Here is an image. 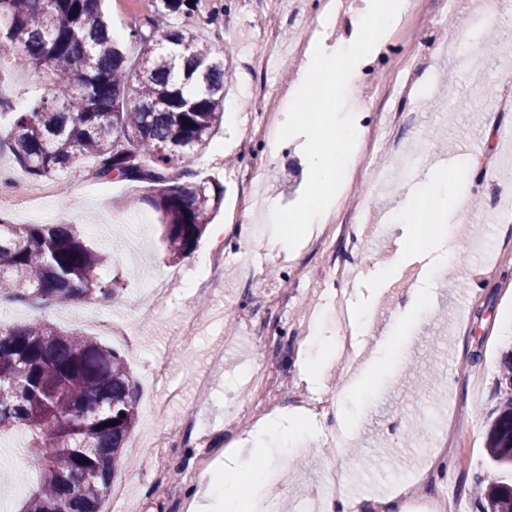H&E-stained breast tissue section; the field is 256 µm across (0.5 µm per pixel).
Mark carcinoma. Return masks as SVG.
Listing matches in <instances>:
<instances>
[{
	"instance_id": "obj_1",
	"label": "carcinoma",
	"mask_w": 512,
	"mask_h": 512,
	"mask_svg": "<svg viewBox=\"0 0 512 512\" xmlns=\"http://www.w3.org/2000/svg\"><path fill=\"white\" fill-rule=\"evenodd\" d=\"M103 0H0V59L49 73V84L8 113L0 143L33 180L89 158L103 180L144 183L169 257L197 248L224 186L177 161L206 148L224 119V58L198 31L167 22L198 0H162L118 44ZM106 254L73 224L0 220V298L57 305L118 297L102 280ZM505 395L486 440L484 512H512V351ZM137 417L124 357L51 324L0 328V437L22 430L41 463L18 512H102ZM115 425H110V422Z\"/></svg>"
}]
</instances>
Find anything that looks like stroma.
Masks as SVG:
<instances>
[{
    "instance_id": "1",
    "label": "stroma",
    "mask_w": 512,
    "mask_h": 512,
    "mask_svg": "<svg viewBox=\"0 0 512 512\" xmlns=\"http://www.w3.org/2000/svg\"><path fill=\"white\" fill-rule=\"evenodd\" d=\"M444 0H422L417 12L407 13L384 52L367 65L381 74L401 69L411 60H423L432 89L416 94L409 111L411 127L400 128L401 146L424 139L428 161L412 170L395 165L383 141H376L369 164L386 178L385 185L368 195L365 180H353L344 190L351 198L370 200V220L358 227L356 246L345 237L332 245L313 247L302 241L299 253L269 249L270 212L287 197H300L309 176L303 137L280 142L275 151L263 152L260 142L243 144L242 133L264 120L261 101L288 94L301 65L290 44L301 25L318 20V0H292L290 8L268 13L266 0H252L243 11L241 0H199L193 16H179L175 26H193L215 53L225 55L232 82L224 99V123L200 153L185 157L181 165L224 185V205L215 224L224 228L220 240L204 235L191 258L169 259L161 240L158 213L142 203L148 187L102 181L90 174L92 163L76 160L53 176L55 193L49 195L37 221L76 225L86 240L109 253L104 278L119 276L123 288L117 300L94 298L82 304L15 303L0 299V324L17 326L41 319L65 331L97 337L93 315L115 320L131 318L135 301L158 284L179 274L166 299L146 326L133 327L126 340L111 339L110 347L124 354L138 386V420L133 438L145 446L137 460H123L115 483L131 487L134 504L105 499L111 512H192L191 492L198 475L221 468L224 453L248 429L224 432L230 410L250 407L246 378L274 370L287 383L291 400L282 402L274 418L292 412L298 398H311L335 390L337 415L349 429L341 455L304 442L293 454L275 436L265 438L253 472L276 470L279 482L249 483L245 504L261 512L267 495H275L284 512H297L303 493L320 483L328 470L349 477L351 492L362 512H405L400 499L385 494L395 477L416 469L432 473L433 483L446 492L449 503L461 512H482L474 493L488 474L486 435L503 394L498 388L501 359L512 350V219L483 200L468 206V219L454 231L460 250L458 263L438 283L432 308L415 321L412 330L394 329V305L410 281L425 283L432 258L403 250L400 223L394 218L399 198L417 188L434 157L459 163L455 149L473 144L476 153L491 155L499 178L512 182V144L496 136L512 130V112L499 111L492 89L504 73L498 61L512 56V20L487 22L484 30L485 64L467 67L452 41L455 32L469 30L472 18L482 16L484 0H465L462 11L449 12ZM217 22L204 24L212 9ZM272 28L276 44L260 36ZM263 193V206L250 224L239 213L248 199ZM363 269L354 283L344 285L349 309L366 308L370 328L359 336L349 357L362 379L357 389L341 387L342 367L336 361V322L324 310V296L315 290L317 278L330 262L342 257ZM262 266L264 277L254 285L243 277L246 265ZM279 296L282 305L276 350L247 328L244 318H267L266 298ZM196 324L193 336L177 337L183 320ZM312 332L298 346L294 325ZM165 366L168 382L153 380L157 366ZM321 375L310 382L306 366ZM178 387L179 400L167 401L168 386ZM196 411L193 425L171 437L168 427L178 421L183 407ZM446 414L457 434L453 452L434 459L431 413ZM399 418V437H385L389 418ZM38 475L36 461L26 451L24 434L0 438V506L14 512Z\"/></svg>"
}]
</instances>
